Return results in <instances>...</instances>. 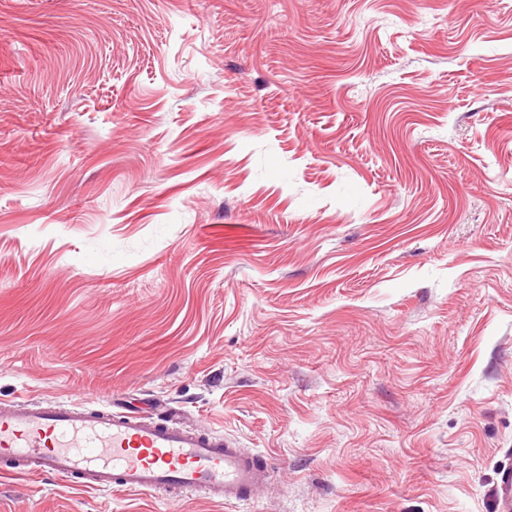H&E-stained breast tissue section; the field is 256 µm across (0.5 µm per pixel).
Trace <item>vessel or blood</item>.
Returning <instances> with one entry per match:
<instances>
[{
    "label": "vessel or blood",
    "instance_id": "1",
    "mask_svg": "<svg viewBox=\"0 0 512 512\" xmlns=\"http://www.w3.org/2000/svg\"><path fill=\"white\" fill-rule=\"evenodd\" d=\"M1 464L33 479L78 478L91 490L202 491L221 502L270 478L252 455L191 426L31 400L0 407Z\"/></svg>",
    "mask_w": 512,
    "mask_h": 512
}]
</instances>
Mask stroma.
Segmentation results:
<instances>
[{
  "label": "stroma",
  "mask_w": 512,
  "mask_h": 512,
  "mask_svg": "<svg viewBox=\"0 0 512 512\" xmlns=\"http://www.w3.org/2000/svg\"><path fill=\"white\" fill-rule=\"evenodd\" d=\"M179 411L241 503L502 512L512 0H0V402Z\"/></svg>",
  "instance_id": "stroma-1"
}]
</instances>
